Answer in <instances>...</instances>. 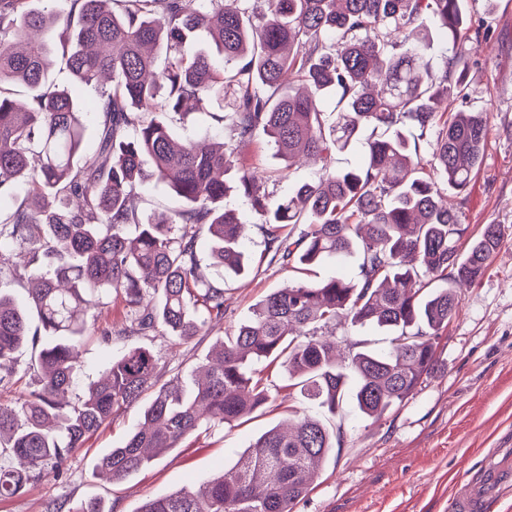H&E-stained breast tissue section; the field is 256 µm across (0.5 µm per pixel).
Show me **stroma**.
<instances>
[{"label": "stroma", "mask_w": 512, "mask_h": 512, "mask_svg": "<svg viewBox=\"0 0 512 512\" xmlns=\"http://www.w3.org/2000/svg\"><path fill=\"white\" fill-rule=\"evenodd\" d=\"M480 40L462 46L437 39L429 49L435 62L463 50L467 57L466 99L449 104L452 112L488 115V140L482 162L464 192L450 191L449 203L469 235L487 224L500 225L503 237L482 278L458 288L459 313L437 341V363L411 395L390 407L381 419L365 417L352 401L328 413L289 387L280 366L269 369V403L251 416L224 426L200 429L178 448L158 456L135 475L113 482L96 474L95 463L121 445L141 420L142 403L127 406L111 423L75 449L66 477L52 467L41 470L27 491L0 502V512H56L59 504L99 496L112 512H138L162 497L223 473L254 439L295 415L319 417L336 435V446L322 463L312 490L295 512H448V500L488 460L512 466V0H463ZM262 177L284 169L286 192L311 180L319 165L285 167L266 138L256 139L240 156ZM243 247L251 262L240 276L202 262L208 280L224 282V319L206 334L179 341L164 330L126 336L127 308L118 298L91 308L95 330H110L82 349L77 385L94 378L111 359L143 346L157 358L161 382L179 378L191 386L192 370L215 354L226 332L245 320L270 292L300 276L272 261L258 218Z\"/></svg>", "instance_id": "stroma-1"}]
</instances>
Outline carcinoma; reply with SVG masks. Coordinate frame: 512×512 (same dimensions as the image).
I'll use <instances>...</instances> for the list:
<instances>
[{
	"mask_svg": "<svg viewBox=\"0 0 512 512\" xmlns=\"http://www.w3.org/2000/svg\"><path fill=\"white\" fill-rule=\"evenodd\" d=\"M30 2L0 0V273L37 282L25 306L0 290V387L28 348L37 376L25 397L0 403V448L11 457L0 466V500L22 494L45 466L63 476L71 453L150 389L141 423L96 462L114 482L205 424L252 414L269 398L253 369L263 360L331 414L348 397L378 420L405 399L437 362L456 288L484 274L502 237L487 224L461 250L465 229L443 202L446 189L466 190L488 135L484 113L450 118L443 107L466 98V56L446 57L440 71L427 59L431 41L455 40L466 26L462 0H57L40 11ZM59 28L66 36L55 43ZM57 65L96 93L92 154L88 113L70 87L49 81ZM189 100L212 105L211 123L180 141L169 114ZM367 126L381 133L358 167L327 165L285 197L260 190L238 162L259 135L287 168L305 155L329 161ZM149 174L174 193L169 210L144 213L138 187ZM19 188L22 200L5 204ZM231 191L263 218L271 260L300 273L357 254L360 280L334 275L271 292L189 390L177 379L157 386L158 359L132 347L71 403L84 309L115 295L128 307L126 334L160 326L181 340L224 318V285L201 276L198 237L207 229L212 264L247 271V225L224 205ZM432 280L444 286L422 294ZM341 317L391 335L392 347L337 360ZM335 445L321 419L303 415L289 431L265 432L223 474L138 512H294ZM66 512L112 510L90 496Z\"/></svg>",
	"mask_w": 512,
	"mask_h": 512,
	"instance_id": "1",
	"label": "carcinoma"
}]
</instances>
